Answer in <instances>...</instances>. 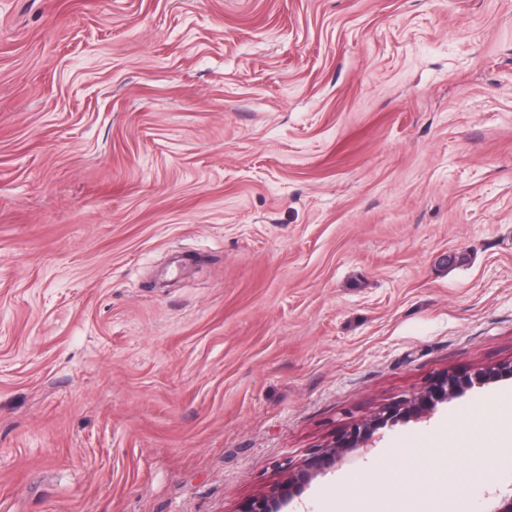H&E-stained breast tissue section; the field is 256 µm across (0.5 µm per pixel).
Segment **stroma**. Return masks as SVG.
I'll return each instance as SVG.
<instances>
[{"label": "stroma", "instance_id": "stroma-1", "mask_svg": "<svg viewBox=\"0 0 512 512\" xmlns=\"http://www.w3.org/2000/svg\"><path fill=\"white\" fill-rule=\"evenodd\" d=\"M508 362L512 0H0V512H243ZM511 426L473 386L285 512H436L366 482L411 448L490 512ZM511 377L512 362L473 374L443 375L417 396L389 405L372 419L347 429L329 449L309 457L299 468L289 472L286 480L254 498L244 512H280L283 505L300 495L315 476L333 467L350 451L372 447L375 433L381 427L429 414L438 403L463 396L475 384Z\"/></svg>", "mask_w": 512, "mask_h": 512}]
</instances>
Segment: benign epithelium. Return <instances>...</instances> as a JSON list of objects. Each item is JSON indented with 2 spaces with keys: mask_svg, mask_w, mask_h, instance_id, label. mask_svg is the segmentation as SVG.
Wrapping results in <instances>:
<instances>
[{
  "mask_svg": "<svg viewBox=\"0 0 512 512\" xmlns=\"http://www.w3.org/2000/svg\"><path fill=\"white\" fill-rule=\"evenodd\" d=\"M511 377L512 362L473 374L443 375L417 396L389 405L373 418L347 429L329 449L309 457L299 468L289 472L286 480L254 498L245 512H281L283 505L300 495L315 476L333 467L350 451L372 447L375 443V433L380 428L429 414L434 411L437 404L463 396L476 384Z\"/></svg>",
  "mask_w": 512,
  "mask_h": 512,
  "instance_id": "1",
  "label": "benign epithelium"
}]
</instances>
